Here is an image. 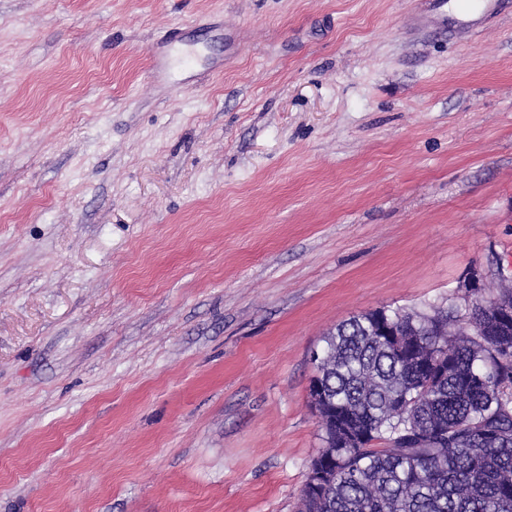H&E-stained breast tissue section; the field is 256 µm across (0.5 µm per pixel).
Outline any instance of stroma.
<instances>
[{
    "label": "stroma",
    "mask_w": 512,
    "mask_h": 512,
    "mask_svg": "<svg viewBox=\"0 0 512 512\" xmlns=\"http://www.w3.org/2000/svg\"><path fill=\"white\" fill-rule=\"evenodd\" d=\"M474 272L512 274V7L0 0V512H298L312 350Z\"/></svg>",
    "instance_id": "obj_1"
}]
</instances>
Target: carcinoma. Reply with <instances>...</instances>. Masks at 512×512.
<instances>
[{
	"mask_svg": "<svg viewBox=\"0 0 512 512\" xmlns=\"http://www.w3.org/2000/svg\"><path fill=\"white\" fill-rule=\"evenodd\" d=\"M379 313L323 339V446L301 512H512V326L479 336V307L466 319L450 310L425 369L409 353L420 313L387 310L400 344L372 334Z\"/></svg>",
	"mask_w": 512,
	"mask_h": 512,
	"instance_id": "1",
	"label": "carcinoma"
}]
</instances>
